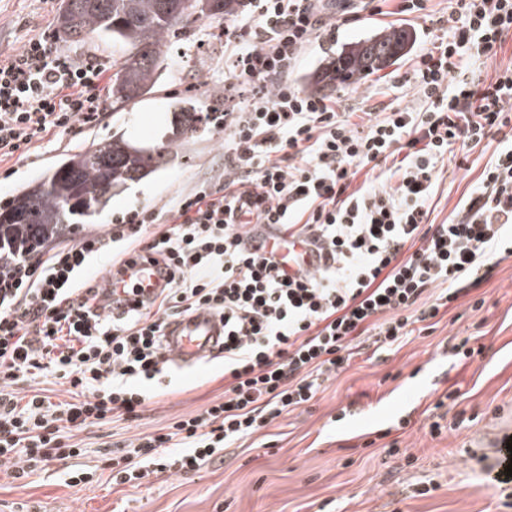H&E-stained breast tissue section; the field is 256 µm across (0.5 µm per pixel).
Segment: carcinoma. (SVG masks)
<instances>
[{"mask_svg":"<svg viewBox=\"0 0 512 512\" xmlns=\"http://www.w3.org/2000/svg\"><path fill=\"white\" fill-rule=\"evenodd\" d=\"M202 0H64L56 42L110 40L124 49L112 59V102L135 104L160 81L163 45L202 19L222 22L239 13L245 0H222L216 12L197 8ZM411 33L383 30L340 48L318 69L315 86L352 85L393 61L408 47ZM171 132L150 146L122 133L85 146L60 160L50 177L22 187L0 206V254L36 253L52 239L82 224H92L112 195L143 181L166 162L172 145L207 125V111L176 105Z\"/></svg>","mask_w":512,"mask_h":512,"instance_id":"cac0c4a2","label":"carcinoma"}]
</instances>
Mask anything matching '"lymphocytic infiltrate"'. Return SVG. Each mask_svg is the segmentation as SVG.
Here are the masks:
<instances>
[{
  "label": "lymphocytic infiltrate",
  "instance_id": "lymphocytic-infiltrate-1",
  "mask_svg": "<svg viewBox=\"0 0 512 512\" xmlns=\"http://www.w3.org/2000/svg\"><path fill=\"white\" fill-rule=\"evenodd\" d=\"M330 0H247L224 23L225 91L213 112L224 170L160 208L113 216L103 231L0 266V473L24 482L39 465L80 453L72 439L114 416L140 419L143 384L160 375L167 322L206 309L224 317V394L166 432L137 434L110 458L113 483L141 486L152 468L200 469L234 442L313 400L354 356L356 341L390 347L481 287L489 262L512 255V62L473 74L512 38V0H400L398 14L435 18L446 35L418 55V108L354 116L301 88L302 52L336 28ZM106 66L76 60L45 35L0 56V162L99 123ZM497 145L443 223L430 221L439 166L484 140ZM372 178L353 181L361 170ZM306 235L323 263L288 275L246 239ZM155 255L154 295L102 310L91 261ZM47 371L70 395L55 404L16 386Z\"/></svg>",
  "mask_w": 512,
  "mask_h": 512
}]
</instances>
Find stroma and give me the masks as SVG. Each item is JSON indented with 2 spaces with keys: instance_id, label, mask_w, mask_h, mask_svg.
<instances>
[{
  "instance_id": "35a3bbf8",
  "label": "stroma",
  "mask_w": 512,
  "mask_h": 512,
  "mask_svg": "<svg viewBox=\"0 0 512 512\" xmlns=\"http://www.w3.org/2000/svg\"><path fill=\"white\" fill-rule=\"evenodd\" d=\"M63 0H0V53L29 37L55 30ZM405 28L415 34L393 65L357 85L327 89V96L358 112L383 105H414L411 74L416 55L435 40L423 19L362 12L338 23L334 37L313 43L297 73L317 69L325 48H341L371 30ZM169 67L154 90L133 105H107L101 123L54 138L23 162L0 163V191L47 177L79 147L121 132L138 140L160 136L172 104L190 100L227 112L235 99L215 96L202 78L224 77V38L194 26L189 38L165 47ZM492 150L469 151L463 167H445L432 205L444 222L489 161ZM224 166V136L213 130L177 141L158 175L113 196L96 224L113 214L161 207L179 192ZM468 344L473 355L459 360ZM214 364L168 366L162 386L146 402L139 427L123 419L80 432L79 456L39 466L25 485L0 475V512H512V482L489 489L474 464L461 460L462 444L492 416L512 408V256L497 260L481 288L453 303L434 327L410 336L392 351L361 344L348 367L308 404L224 449L199 471L157 473L141 487L113 484L106 445L160 431L175 418L203 409L224 393ZM440 431H433V424ZM93 471L91 483L66 484L73 470Z\"/></svg>"
}]
</instances>
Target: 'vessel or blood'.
I'll use <instances>...</instances> for the list:
<instances>
[{"label": "vessel or blood", "instance_id": "1", "mask_svg": "<svg viewBox=\"0 0 512 512\" xmlns=\"http://www.w3.org/2000/svg\"><path fill=\"white\" fill-rule=\"evenodd\" d=\"M276 255L283 261L289 274L301 276L317 267V258L301 243L278 247ZM129 277L141 281L145 289L155 288L159 283L156 266L146 258L138 259L128 272ZM224 344V321L222 317L207 311L185 314L171 322L162 338V352L166 360L191 367L206 361ZM512 434V416H499L494 429L473 435L468 440V459L480 462L487 470L502 469L507 456L500 448L504 435Z\"/></svg>", "mask_w": 512, "mask_h": 512}]
</instances>
